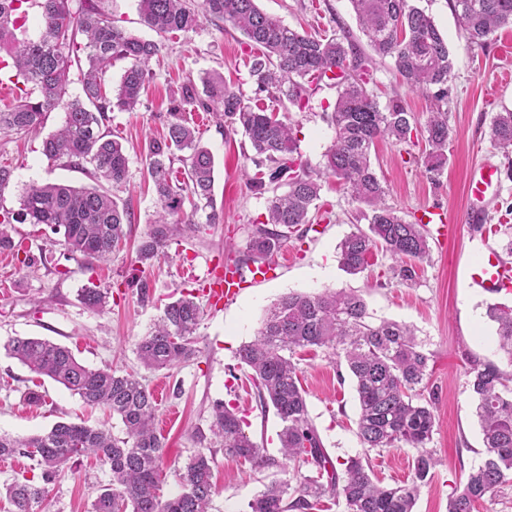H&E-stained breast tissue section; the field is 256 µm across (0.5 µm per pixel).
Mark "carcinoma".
<instances>
[{
  "label": "carcinoma",
  "mask_w": 512,
  "mask_h": 512,
  "mask_svg": "<svg viewBox=\"0 0 512 512\" xmlns=\"http://www.w3.org/2000/svg\"><path fill=\"white\" fill-rule=\"evenodd\" d=\"M142 22L157 35L144 39L121 28L100 0H0V52L12 60L25 89L17 104L0 109V132H28L45 114L64 110L62 127L42 142V154L52 163L87 170L93 186L68 183L31 184L12 216L0 215V249L19 253L12 222L44 224L63 232L62 245L92 269L110 259L130 233L132 213L103 183L119 187L126 181L129 157L120 138L108 130L113 112H132L152 76L150 61L165 48L167 36L190 32L205 21L231 25L247 40L249 76L255 102L207 73L202 87L184 81L170 101L165 133L148 142L147 172L159 209L153 229L137 248L144 265L164 254L175 234L192 237L194 221L176 226L173 217L185 204L193 211L210 209L207 222L216 223L214 156L200 144L193 127L182 118L192 106L224 121V131L242 133L254 152L257 171L247 179L250 189L266 196L265 220L248 228L247 251L240 262H274L288 238L303 237L312 228L323 183L336 186L354 202L366 206L368 231L358 230L339 244V263L356 275L374 265L378 254L392 260L389 277L401 283L418 277L430 246L425 225L408 221L387 203L388 191L371 162L375 141L396 145L422 144L425 172L439 175L448 163V96L454 62L448 41L431 16L412 0H350L359 29L370 49L390 59L395 73L413 92L432 97L434 109L419 122L396 96L382 104L368 88L371 60L356 51L345 34L299 32L262 11L257 0H137ZM467 42L483 47L500 28L512 25V0H450ZM39 8L38 34L28 36L30 7ZM86 51L82 94L68 95L72 54ZM126 60L119 85L107 88L105 69ZM334 68L343 71L336 84V102L329 116L333 129L323 162L313 169L302 160L294 129L265 101L288 102L300 109ZM491 145L512 154V111L493 118ZM183 164V179L173 170ZM109 289L95 284L81 289L80 301L101 312ZM204 310L195 296L168 303L150 330L136 344L147 370L172 369L197 356L195 336ZM485 316L495 326L499 349L512 363V306L490 303ZM324 348L345 364L354 381L359 413L356 436L361 451L342 461L332 459L309 416L296 354ZM9 355L37 378L47 377L71 391L88 406L102 407L120 418L123 436L105 427L57 422L47 432L15 439L0 435V458L15 455L37 459L38 472L0 485L8 512H40L48 485L73 458L93 456L109 473L94 490L91 512H209L218 490L212 482L214 450L201 448L180 472L182 491L169 498L159 494V470L164 442L155 428L156 401L139 377L110 367L92 368L65 345L31 336L14 337ZM238 359L251 370L260 407L274 410L282 423L278 434L283 456L309 468L265 486L248 503V512H322L330 497L344 512H414L422 487L435 475L439 460L431 447L435 433L436 391L429 385L433 353L424 349L410 326L393 320H371L367 304L345 289L320 294L291 292L266 313L257 337L244 345ZM468 385L476 401L483 462L454 490L448 512H475L512 488V372L488 362L469 371ZM244 416L216 401L210 431L224 453L256 469L274 465L265 449L244 430ZM410 448L411 480L382 484L370 464V452Z\"/></svg>",
  "instance_id": "cac0c4a2"
}]
</instances>
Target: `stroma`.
<instances>
[{"instance_id": "1", "label": "stroma", "mask_w": 512, "mask_h": 512, "mask_svg": "<svg viewBox=\"0 0 512 512\" xmlns=\"http://www.w3.org/2000/svg\"><path fill=\"white\" fill-rule=\"evenodd\" d=\"M418 4L447 38L454 58L448 98V163L438 180H431L423 171L420 147L386 141L376 143L372 162L388 189L389 204L401 216L409 220L422 207H442L460 224L458 238L446 243L430 239V256L418 278L407 285L387 276L391 260L384 256L363 273L347 274L338 263V245L349 233L367 229L368 223L360 219L357 204L331 183L324 187L320 200L331 214L330 221L320 222L304 239H288L275 258L276 279L249 283L236 302L214 309L199 281L207 277L210 267L229 264L243 255L247 228L262 216L266 200L246 185L248 174L255 171L247 139L239 133L225 134L214 116L194 111L187 118L216 162L220 221L207 223L205 211H198L193 219L200 230L194 239L173 237L167 258L151 266L141 264L137 247L157 211L145 147L168 121L172 90L183 80L216 72L239 85L245 97L254 95L245 37L232 27L203 23L196 31L169 40L152 61V77L136 111L112 115L111 128L121 137L129 157L127 181L115 192L132 212L127 245L110 262L88 271L49 227L19 224L13 237L33 255L34 266L23 268L12 252L0 250V434L29 436L59 421H82L90 426L105 421L113 433L122 431L119 418L109 419L101 410L86 407L62 385L49 379L32 384L31 373L10 357L6 344L15 336H41L68 346L90 367L109 365L124 372H141L155 395L156 427L165 444L160 474L163 496L179 491L180 469L198 448L212 441L214 401L239 408L249 424L248 434L263 443L274 463L259 471L216 451L211 467L219 493L212 512H246L248 502L265 483L288 478L294 465L279 451V419L274 413H262L236 352L255 339L267 310L288 292L316 294L344 288L365 299L374 319L413 326L418 340L434 355L438 400L432 446L441 464L418 498L415 512H448L452 490L483 460L475 402L467 384L470 363L508 365L497 347L494 325L485 316L491 296L469 285L463 276L481 247L462 221L471 168L481 161L506 162L490 143L489 127L496 113L512 110V59H502L498 53L501 43L512 42V25L500 28L487 47L480 49L463 37L449 0H418ZM258 5L297 29L349 30L361 54L371 53L349 0H258ZM371 74L372 88L380 98L400 95L420 118L431 110V98L411 92L388 64L374 62ZM335 100V87L324 84L305 109L289 105L279 110L280 117L297 129L300 151L311 167L319 166L331 143L327 114ZM62 123L63 113L56 110L35 131L0 133V165L12 171L9 185L0 193L1 209L18 211L21 195L32 183L91 185L83 171L48 162L41 153L43 139ZM91 282L110 289L106 312L90 311L81 303L80 291ZM187 293L204 310L197 331L198 356L172 370H142L135 352L137 340L149 331L164 303ZM300 367L309 415L325 448L335 459L355 454L360 444L355 435L358 400L352 381H340L336 364L320 349L302 351ZM32 388L37 389L40 401L28 400ZM413 456L409 448H394L372 455L371 464L383 482H403L413 474ZM108 478L94 459L80 458L67 464L50 485L43 508L45 512H88L95 486Z\"/></svg>"}]
</instances>
